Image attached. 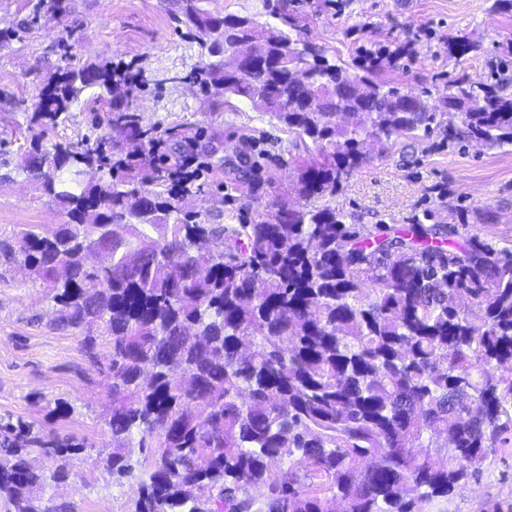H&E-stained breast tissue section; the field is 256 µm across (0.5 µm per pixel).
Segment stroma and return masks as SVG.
Listing matches in <instances>:
<instances>
[{"instance_id": "stroma-1", "label": "stroma", "mask_w": 512, "mask_h": 512, "mask_svg": "<svg viewBox=\"0 0 512 512\" xmlns=\"http://www.w3.org/2000/svg\"><path fill=\"white\" fill-rule=\"evenodd\" d=\"M38 0H0V30L20 29L0 45V164L13 177L0 180V239L22 224H59V208L42 197L20 167L39 126L33 108L48 81L78 60L107 57L151 76L184 74L200 49L178 28L172 0H62L54 15L34 18ZM496 0H289L307 39L333 60L353 62L362 50L405 47L381 76L429 93L438 103L449 81H506L512 94V7ZM464 36L478 52L448 54ZM136 105L145 122L165 127L191 122L203 136L192 146L203 175L182 201L213 224H241L274 200L297 202L295 133L270 123L245 102L221 105L197 86L180 82L141 88ZM109 99L87 91L48 135L49 141L98 143L110 136ZM369 160L351 172L335 204L349 223H447L465 214L472 232L494 231L512 241V146L447 145L440 137L388 147L370 144ZM45 290L29 282L16 263L0 265V418L37 421L85 445L68 461L69 475L53 480L56 461L32 454L50 480L47 492L71 512H135L139 479L112 476L105 459L112 438L105 423L112 403L102 371L110 356L105 341L85 352L82 338L54 326ZM72 412L54 414L57 402ZM422 512H512V430L501 435L478 467L446 498Z\"/></svg>"}]
</instances>
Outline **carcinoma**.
<instances>
[{"instance_id": "obj_1", "label": "carcinoma", "mask_w": 512, "mask_h": 512, "mask_svg": "<svg viewBox=\"0 0 512 512\" xmlns=\"http://www.w3.org/2000/svg\"><path fill=\"white\" fill-rule=\"evenodd\" d=\"M205 0H176L175 20L201 50L183 79L220 104L247 101L295 133L303 149L296 192L302 205H270L252 224H208L179 207L165 186L179 176L168 156L112 155L102 146L37 138L26 172L64 221L27 224L0 240V259L21 261L49 288L55 324L109 339L112 408L106 468L128 477L127 449H150L136 512H417L476 474L512 427V243L462 234L465 223L368 230L332 205L365 159L363 136L386 145L439 131L456 145L512 146V94L464 78L441 106L409 98L381 79L384 50L338 64L301 38L288 0H263L264 14L223 15ZM266 41L255 72L226 71L229 51ZM477 46L464 37L448 53ZM149 80L130 67L87 61L41 93L33 119L56 126L85 89L112 99L110 129L143 147L159 141L134 105ZM462 114L448 125V110ZM105 184L84 183L87 168ZM161 187L145 196L138 183ZM100 246L112 264L89 267ZM454 455L448 456V448ZM69 440L31 422H0V497L15 512H69L47 494L29 459L59 460L68 477ZM288 463L284 480L278 466Z\"/></svg>"}]
</instances>
